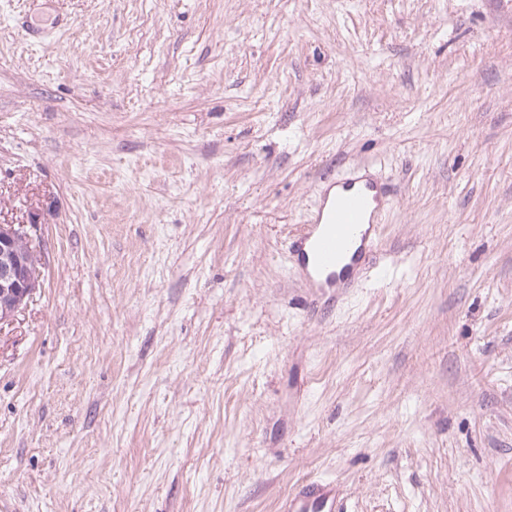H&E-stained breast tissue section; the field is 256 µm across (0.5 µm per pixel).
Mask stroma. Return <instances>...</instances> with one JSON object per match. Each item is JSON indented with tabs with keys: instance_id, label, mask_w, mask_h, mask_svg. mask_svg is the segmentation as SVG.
<instances>
[{
	"instance_id": "stroma-1",
	"label": "stroma",
	"mask_w": 512,
	"mask_h": 512,
	"mask_svg": "<svg viewBox=\"0 0 512 512\" xmlns=\"http://www.w3.org/2000/svg\"><path fill=\"white\" fill-rule=\"evenodd\" d=\"M396 195L310 296L328 185ZM0 512H512V0H0ZM34 224H0V326L39 288L38 258L31 232ZM284 512H344L336 484L312 480L300 485L284 504Z\"/></svg>"
}]
</instances>
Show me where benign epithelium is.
I'll return each mask as SVG.
<instances>
[{
    "mask_svg": "<svg viewBox=\"0 0 512 512\" xmlns=\"http://www.w3.org/2000/svg\"><path fill=\"white\" fill-rule=\"evenodd\" d=\"M34 224H0V326L9 323L40 287Z\"/></svg>",
    "mask_w": 512,
    "mask_h": 512,
    "instance_id": "obj_1",
    "label": "benign epithelium"
}]
</instances>
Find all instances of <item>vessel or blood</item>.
Segmentation results:
<instances>
[{
	"instance_id": "vessel-or-blood-1",
	"label": "vessel or blood",
	"mask_w": 512,
	"mask_h": 512,
	"mask_svg": "<svg viewBox=\"0 0 512 512\" xmlns=\"http://www.w3.org/2000/svg\"><path fill=\"white\" fill-rule=\"evenodd\" d=\"M335 199L320 204L298 237V267L309 287L344 288L367 259L377 240L378 221L393 190L373 179L355 186L353 178L338 179ZM284 512H344L336 485L312 480L291 493Z\"/></svg>"
}]
</instances>
